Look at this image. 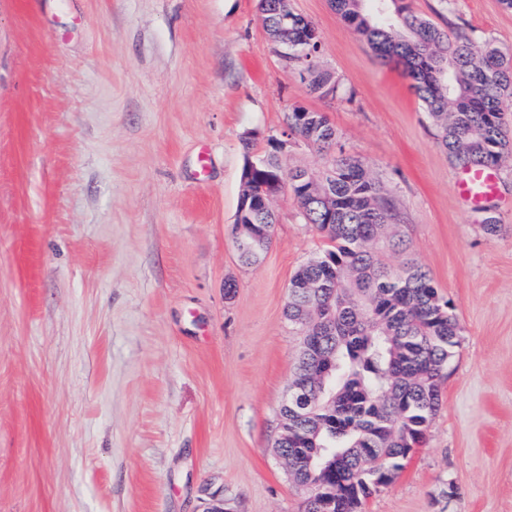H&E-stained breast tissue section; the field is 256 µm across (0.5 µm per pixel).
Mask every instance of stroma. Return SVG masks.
Listing matches in <instances>:
<instances>
[{
    "label": "stroma",
    "instance_id": "stroma-1",
    "mask_svg": "<svg viewBox=\"0 0 512 512\" xmlns=\"http://www.w3.org/2000/svg\"><path fill=\"white\" fill-rule=\"evenodd\" d=\"M289 3L352 99L307 93L258 0H0V512H302L273 448L285 309L328 242L288 190L258 264L234 235L245 159L326 164L283 139L298 106L388 188L461 326L425 442L366 512H512V161L490 236L401 68L330 0ZM408 3L512 54L500 0Z\"/></svg>",
    "mask_w": 512,
    "mask_h": 512
}]
</instances>
